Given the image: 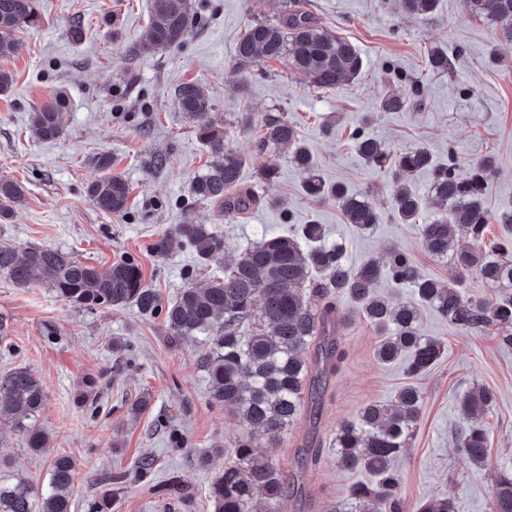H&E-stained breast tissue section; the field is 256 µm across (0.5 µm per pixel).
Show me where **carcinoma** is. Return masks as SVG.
I'll return each mask as SVG.
<instances>
[{"mask_svg": "<svg viewBox=\"0 0 512 512\" xmlns=\"http://www.w3.org/2000/svg\"><path fill=\"white\" fill-rule=\"evenodd\" d=\"M188 0H151L150 23L142 51L180 43L190 22ZM437 0H398L409 15L429 14ZM474 15L501 24L504 39L512 43V0H463ZM40 24L35 0H0V56L14 48L13 33ZM288 56L295 72L318 88L333 89L355 79L363 58L350 42L319 24L298 0H287L274 22L256 20L239 38L234 66L244 71L260 62ZM430 70L446 73L452 68L448 52L440 47L428 54ZM175 98L185 119L196 128L208 147L211 160L191 186L196 200L218 206L227 216L240 214L257 202L256 194L241 186L244 159L224 150V132L211 119V103L196 82L177 86ZM64 103L45 104L34 113L38 137L52 141L63 133ZM293 147L292 158L304 175V188L312 196L336 200L347 223L361 232L380 222L372 204V190L350 193L328 186L314 173L308 150L288 120L268 119L258 140L261 151ZM355 149L370 164L400 183L422 170L432 176L431 188L445 209L429 222L418 225L422 242L431 255L450 258L456 269L473 274L502 289L487 299L463 295L457 285L422 274L412 257L391 248L385 261L370 260L357 269L345 262L342 244L325 243L321 224H304L301 238L262 236L224 267V275L203 287L189 286L165 304L146 283L141 267L132 259L113 263L102 271L58 249L33 246L20 256L0 243V274L19 287L34 283L50 286L61 299L87 308L135 306L146 317L164 313L168 338L174 343L201 338L205 352L200 367L209 381V401L245 424L253 436L279 442L301 415L306 386H314L312 367L318 375L336 371L339 355L335 338L340 318L335 301L347 302L352 312L365 319L378 336L374 356L382 364L401 362L407 376L418 378L440 359L444 347L420 331L419 307L433 308L462 333H480L497 327L502 342L512 345V236L499 238L485 252L458 245L459 239L484 237L488 224L482 196L493 170V160L483 157L469 164V172L456 173V163L435 164L424 148L392 154L372 135L360 131ZM91 164L101 172L88 186L98 208L109 214L125 209L129 189L111 174L112 157L96 154ZM24 200L22 187L0 180V218H7ZM423 203L404 188L392 198L393 217L414 224ZM191 246L197 260L208 266L224 257V236L204 224H173L155 243L165 254L173 242ZM386 279L396 288H408L411 302L394 303L379 295L376 284ZM324 301L312 305L309 296ZM44 388L27 369L20 367L0 375V429L21 436L27 448L42 454L49 437L36 424L44 404ZM495 402L494 392L480 387L460 402L474 418L457 432L455 448L464 462L481 466L488 462V434L479 418ZM422 395L414 384L402 386L388 403L368 402L351 421L336 428V463L352 472L373 477L353 485L346 504L329 505L325 512H455L449 495L406 508L401 478L395 462L420 419ZM235 462L224 467L211 482L213 512H279L286 484L276 466L256 454L252 441L241 440L233 448ZM76 462L57 456L51 463L49 491L40 497L25 481L0 482V512H71ZM489 512H512V467L498 473Z\"/></svg>", "mask_w": 512, "mask_h": 512, "instance_id": "carcinoma-1", "label": "carcinoma"}]
</instances>
